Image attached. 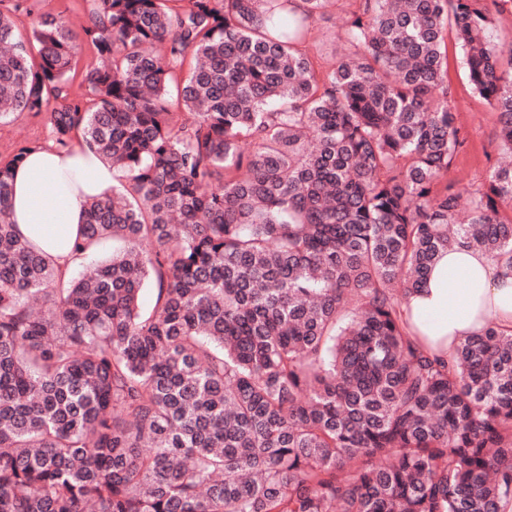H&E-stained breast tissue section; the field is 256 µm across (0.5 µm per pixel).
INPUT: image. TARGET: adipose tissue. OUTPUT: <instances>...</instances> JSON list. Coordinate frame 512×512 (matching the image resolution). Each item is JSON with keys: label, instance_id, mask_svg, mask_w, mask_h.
<instances>
[{"label": "adipose tissue", "instance_id": "ef3b65f1", "mask_svg": "<svg viewBox=\"0 0 512 512\" xmlns=\"http://www.w3.org/2000/svg\"><path fill=\"white\" fill-rule=\"evenodd\" d=\"M115 183L111 164L88 148L30 151L14 170L11 219L22 235L70 268L71 243L89 197L110 194ZM405 312L414 340L448 357L487 321L512 330V267L477 248L442 252L422 288L410 294Z\"/></svg>", "mask_w": 512, "mask_h": 512}]
</instances>
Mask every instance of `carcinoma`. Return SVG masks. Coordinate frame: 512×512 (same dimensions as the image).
<instances>
[{"label":"carcinoma","mask_w":512,"mask_h":512,"mask_svg":"<svg viewBox=\"0 0 512 512\" xmlns=\"http://www.w3.org/2000/svg\"><path fill=\"white\" fill-rule=\"evenodd\" d=\"M25 2L0 0V123L42 114L121 178L66 272L11 221L33 146L0 165V512H512V330L444 361L403 316L444 250L512 264L505 0H357L321 78L328 0H87L30 35ZM450 21L505 156L476 189L439 187ZM355 0H337L335 6L328 8L325 15L313 26L305 51L314 60L318 75L328 71L334 62L349 49L345 41V29L356 10ZM492 34L494 41L507 45L512 41V6H505L502 12L493 13ZM92 49L86 44L82 43L78 45L74 56L72 58V70L71 77L73 75L74 78L71 79V90L75 94L84 93V87H81V73L86 68V66L92 61Z\"/></svg>","instance_id":"cac0c4a2"}]
</instances>
